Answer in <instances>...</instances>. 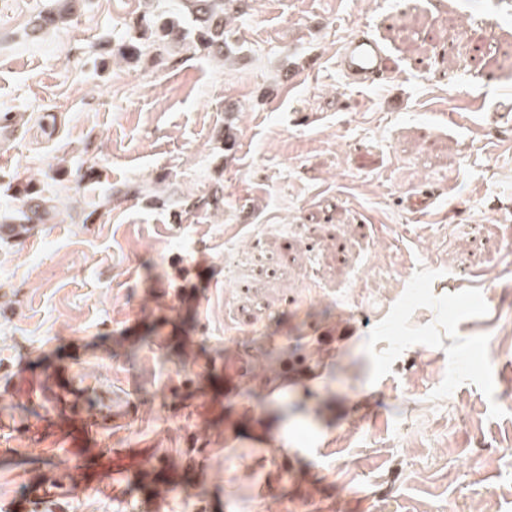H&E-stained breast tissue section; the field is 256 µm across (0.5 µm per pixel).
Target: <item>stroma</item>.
<instances>
[{
  "mask_svg": "<svg viewBox=\"0 0 512 512\" xmlns=\"http://www.w3.org/2000/svg\"><path fill=\"white\" fill-rule=\"evenodd\" d=\"M52 2L0 0V211L33 177L57 204L0 236V512H512V351L457 365L512 340L480 276L512 230L503 0H236L221 68L113 59L180 0L38 28ZM362 29L371 89L336 68ZM336 67L350 85L362 89L377 86L390 70L385 48L367 31H359L344 42Z\"/></svg>",
  "mask_w": 512,
  "mask_h": 512,
  "instance_id": "1",
  "label": "stroma"
}]
</instances>
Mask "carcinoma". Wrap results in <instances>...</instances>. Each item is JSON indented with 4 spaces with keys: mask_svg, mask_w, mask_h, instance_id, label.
Returning a JSON list of instances; mask_svg holds the SVG:
<instances>
[{
    "mask_svg": "<svg viewBox=\"0 0 512 512\" xmlns=\"http://www.w3.org/2000/svg\"><path fill=\"white\" fill-rule=\"evenodd\" d=\"M58 10H48L40 17L39 26H55L66 15L74 14L80 0H55ZM235 0H183L181 13L149 12L137 19V25L150 33L146 39H130L112 50V55L131 63L151 49L161 57L175 44H181L195 54L224 65L230 47L224 36V22ZM24 205L0 222L11 226L16 237H24L45 224L54 215L53 199L41 195L37 184L28 182L23 189Z\"/></svg>",
    "mask_w": 512,
    "mask_h": 512,
    "instance_id": "1",
    "label": "carcinoma"
}]
</instances>
